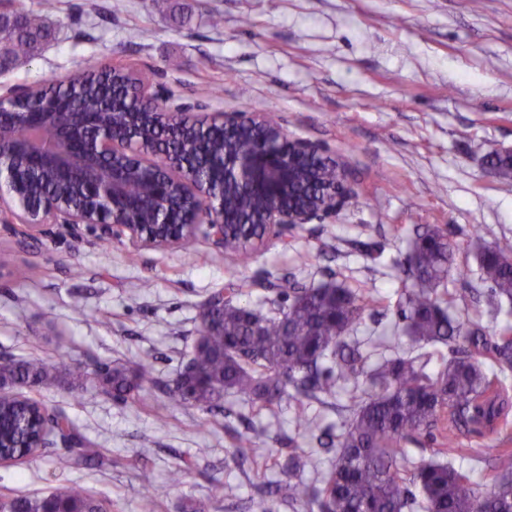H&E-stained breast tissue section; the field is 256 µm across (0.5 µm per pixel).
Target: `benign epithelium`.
Wrapping results in <instances>:
<instances>
[{"mask_svg": "<svg viewBox=\"0 0 512 512\" xmlns=\"http://www.w3.org/2000/svg\"><path fill=\"white\" fill-rule=\"evenodd\" d=\"M38 89L0 92V147L9 155L0 163V215L18 243L49 238L61 225L74 234L86 226L100 240L140 248H180L200 237L224 248V201L212 192L207 166L191 156L177 162L165 144L146 148L136 135L112 139L101 112H1L8 102L35 98ZM138 92L154 107L153 122L164 124L170 136H188L201 125L243 132L264 124L260 115L188 105L144 84ZM328 162L321 146L282 128L243 150H224L237 190L264 203L256 223L266 226L270 239L336 213L354 195L340 163L336 183L320 188L318 164ZM134 170L146 189L131 198L127 179Z\"/></svg>", "mask_w": 512, "mask_h": 512, "instance_id": "7a95c632", "label": "benign epithelium"}]
</instances>
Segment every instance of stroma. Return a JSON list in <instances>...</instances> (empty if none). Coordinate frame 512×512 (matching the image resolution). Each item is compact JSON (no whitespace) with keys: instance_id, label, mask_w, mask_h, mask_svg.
<instances>
[{"instance_id":"35a3bbf8","label":"stroma","mask_w":512,"mask_h":512,"mask_svg":"<svg viewBox=\"0 0 512 512\" xmlns=\"http://www.w3.org/2000/svg\"><path fill=\"white\" fill-rule=\"evenodd\" d=\"M215 13L221 26L211 23ZM50 21L54 39L0 85L119 60L181 101L276 113L288 134L344 163L356 194L335 217L267 242L246 267L201 239L136 249L63 230L23 249L0 227V355L90 366L148 355L166 388L213 292L242 284L243 304L256 309L284 277L365 288L374 302L351 342L373 363L409 353L396 304L412 285L402 264L421 224L451 229L458 251L448 285L466 295L453 314L496 340L504 318L489 311L474 254L512 239V178L487 165L488 153L512 150V0H60ZM39 395L102 448L104 463L60 470L54 459L66 449L57 443L26 464L0 466V496L76 481L109 498L112 512H142L144 466L154 472L156 512H186L190 502L248 512L265 484L282 479L297 415L339 435L349 404L343 388L335 407L285 398L271 413L246 412L231 395L222 414L174 407L165 389L125 403L91 383ZM250 426L266 434L243 458L235 436ZM187 459L192 469L180 474Z\"/></svg>"}]
</instances>
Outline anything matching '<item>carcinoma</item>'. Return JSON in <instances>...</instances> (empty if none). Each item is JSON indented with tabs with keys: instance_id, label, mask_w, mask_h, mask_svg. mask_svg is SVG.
Masks as SVG:
<instances>
[{
	"instance_id": "cac0c4a2",
	"label": "carcinoma",
	"mask_w": 512,
	"mask_h": 512,
	"mask_svg": "<svg viewBox=\"0 0 512 512\" xmlns=\"http://www.w3.org/2000/svg\"><path fill=\"white\" fill-rule=\"evenodd\" d=\"M56 0H43L42 12L25 9L19 0H0V62L15 68L41 53L52 35L49 15ZM140 79L120 72L107 73L90 65L83 80L65 87L50 78L42 86L50 102L73 106L82 112H109L120 133L134 126L150 137L161 133L129 90ZM224 139L203 134L198 144L176 145L180 151L201 153L210 159L215 186L224 187L227 211H258L260 204L240 197L231 185H223L221 148ZM491 164L503 178L512 177V157L498 152ZM257 225L228 224L224 251L237 264L248 265L264 243L257 242ZM456 244L437 224L417 232L407 256L413 287L402 292L397 314L412 342L444 344L450 357L441 369L428 370L420 356L383 357L366 368L367 357L349 342L370 297L335 281L319 286H300L285 281L268 299L266 314L249 310L239 302L241 290L229 286L221 306L207 301L202 308L201 329L183 369L168 391L169 402L191 405L203 411L221 406L224 396L234 395L253 408L282 400L291 386L297 394L334 399L339 385L350 384L351 414L346 430L335 437L327 427L303 415L297 418L299 435L325 447H338L320 485L292 479L269 485L253 503L254 512H275L281 498L305 500L318 512H412L418 506L414 491L423 499L424 512H512V448L498 449L499 476L495 489L478 495L470 473L455 466L456 458H480L479 448H462L461 428L482 436L498 434L512 415V396L500 375L512 371V324L505 325L498 340L488 345L477 330H467L450 309L459 294L448 291V271ZM476 261L488 301L496 313L512 302V240L503 239L480 250ZM93 380L106 395L127 399L135 392L157 386L152 361L133 367L123 364L59 365L41 358L0 356V386H51L61 381L77 388ZM48 410L41 401H22L0 395V458L32 457L40 452L42 416ZM51 417L57 432L73 444L72 454L60 455L55 464L69 469L100 456V449L83 438L62 411ZM439 435H434V431ZM441 438L433 454L448 461L427 459L411 469L403 465V445L418 444L416 436ZM109 506L72 483L44 496H21L0 504V512H107Z\"/></svg>"
}]
</instances>
